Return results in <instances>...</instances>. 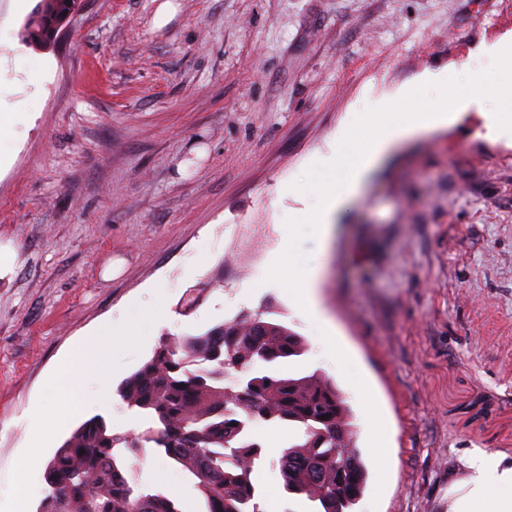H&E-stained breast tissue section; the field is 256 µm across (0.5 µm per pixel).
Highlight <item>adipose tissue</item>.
<instances>
[{"mask_svg":"<svg viewBox=\"0 0 512 512\" xmlns=\"http://www.w3.org/2000/svg\"><path fill=\"white\" fill-rule=\"evenodd\" d=\"M447 118L444 111L428 112L414 108L408 119L384 125L379 136L364 146L360 161L352 167L344 183H336L328 176L320 179L315 185V193L321 235L330 237L334 215L358 194L367 172L389 148L404 138L435 128ZM286 272V283L298 306L325 332L321 344L323 356L337 365L347 362L348 354L337 345L333 327L319 306L316 285L321 275L320 268L303 269L291 264ZM165 312V306L158 300L131 320L94 332L75 353L83 371L101 377V361L111 353L118 337L139 335L142 322L153 320ZM466 465L469 476L456 496L451 512H512V459L476 449L469 453Z\"/></svg>","mask_w":512,"mask_h":512,"instance_id":"obj_1","label":"adipose tissue"}]
</instances>
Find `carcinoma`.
I'll return each mask as SVG.
<instances>
[{
  "mask_svg": "<svg viewBox=\"0 0 512 512\" xmlns=\"http://www.w3.org/2000/svg\"><path fill=\"white\" fill-rule=\"evenodd\" d=\"M60 19V0H39L26 40L55 42ZM307 351L268 310L165 339L117 388L148 426L116 435L101 415L84 421L46 465L39 512H182L135 475L132 461L149 451L193 480L201 512H262L255 430L282 426L295 431L279 458L284 491L305 496L313 512H354L367 471L351 408L321 370L281 371Z\"/></svg>",
  "mask_w": 512,
  "mask_h": 512,
  "instance_id": "1",
  "label": "carcinoma"
}]
</instances>
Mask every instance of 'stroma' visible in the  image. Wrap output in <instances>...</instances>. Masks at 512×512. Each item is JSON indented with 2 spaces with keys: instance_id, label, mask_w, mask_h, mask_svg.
<instances>
[{
  "instance_id": "obj_1",
  "label": "stroma",
  "mask_w": 512,
  "mask_h": 512,
  "mask_svg": "<svg viewBox=\"0 0 512 512\" xmlns=\"http://www.w3.org/2000/svg\"><path fill=\"white\" fill-rule=\"evenodd\" d=\"M37 2L12 13L0 0V113L14 116L0 244L17 252L0 279V512L21 457L43 474L99 414L125 434V404L93 403L74 351L159 287L169 314L116 343L112 383L161 337L269 306L309 347L286 371L334 377L353 412L368 470L356 512H448L470 450L512 458V136L487 126L500 65L480 54L512 50V0H81L49 47L23 37ZM444 72L472 102L396 144L322 241L309 186L325 161L411 102L442 107L423 77ZM289 261L324 268L320 306L354 355L345 375L291 301ZM374 407L378 458L363 425ZM257 435L263 512H311L281 487L287 428ZM136 473L198 512L163 458Z\"/></svg>"
}]
</instances>
